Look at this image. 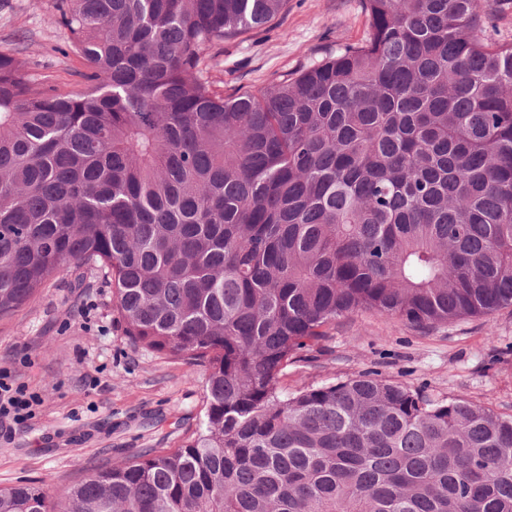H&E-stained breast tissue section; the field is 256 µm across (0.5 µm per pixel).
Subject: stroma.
Here are the masks:
<instances>
[{
    "instance_id": "stroma-1",
    "label": "stroma",
    "mask_w": 512,
    "mask_h": 512,
    "mask_svg": "<svg viewBox=\"0 0 512 512\" xmlns=\"http://www.w3.org/2000/svg\"><path fill=\"white\" fill-rule=\"evenodd\" d=\"M54 0H0V51L28 62L43 87L84 86V66L62 55ZM367 31L363 0H286L267 24L211 47L215 89L270 87ZM41 401L28 428L0 438V486L31 484L62 502L96 467L148 448L180 447L204 420L202 368L136 346L96 267L52 277L27 305L0 317V367ZM376 373L432 397L460 396L512 415V307L421 329L370 311L338 319L289 366L293 392Z\"/></svg>"
}]
</instances>
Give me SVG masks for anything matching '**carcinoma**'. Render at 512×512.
<instances>
[{"instance_id": "carcinoma-1", "label": "carcinoma", "mask_w": 512, "mask_h": 512, "mask_svg": "<svg viewBox=\"0 0 512 512\" xmlns=\"http://www.w3.org/2000/svg\"><path fill=\"white\" fill-rule=\"evenodd\" d=\"M284 2L57 0L81 92L0 52V316L98 264L132 342L206 375L190 441L92 469L63 512H512V416L280 386L338 318L512 306V43L484 42L489 0H364V43L218 92L206 49ZM0 512L55 504L18 484Z\"/></svg>"}]
</instances>
